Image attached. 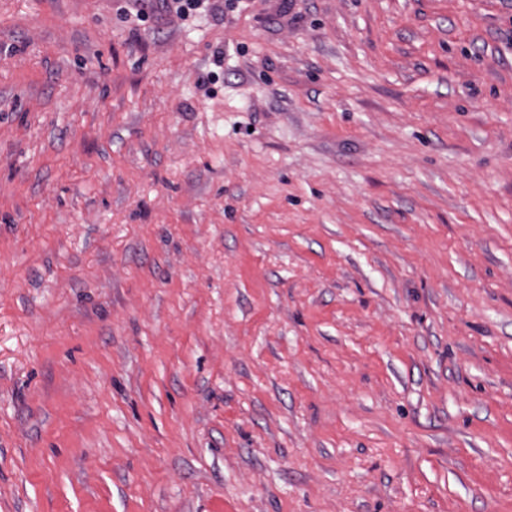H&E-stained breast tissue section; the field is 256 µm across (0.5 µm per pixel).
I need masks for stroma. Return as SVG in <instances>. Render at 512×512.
<instances>
[{
	"label": "stroma",
	"mask_w": 512,
	"mask_h": 512,
	"mask_svg": "<svg viewBox=\"0 0 512 512\" xmlns=\"http://www.w3.org/2000/svg\"><path fill=\"white\" fill-rule=\"evenodd\" d=\"M0 512H512V0H0ZM202 0H127L135 6L136 17L149 21L156 13H175L184 20L200 8Z\"/></svg>",
	"instance_id": "35a3bbf8"
}]
</instances>
